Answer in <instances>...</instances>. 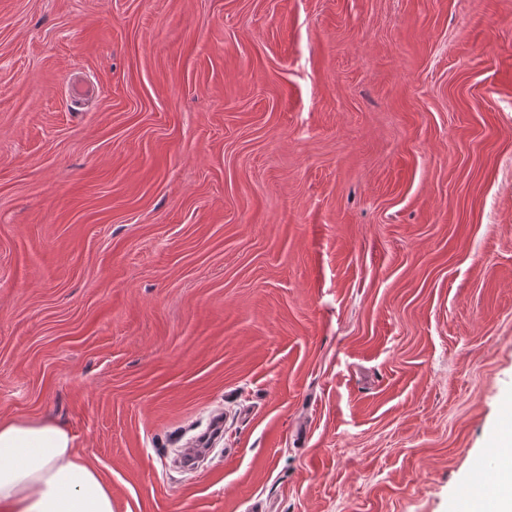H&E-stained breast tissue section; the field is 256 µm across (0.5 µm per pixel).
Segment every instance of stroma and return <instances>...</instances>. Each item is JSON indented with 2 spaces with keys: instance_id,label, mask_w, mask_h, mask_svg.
Here are the masks:
<instances>
[{
  "instance_id": "obj_1",
  "label": "stroma",
  "mask_w": 512,
  "mask_h": 512,
  "mask_svg": "<svg viewBox=\"0 0 512 512\" xmlns=\"http://www.w3.org/2000/svg\"><path fill=\"white\" fill-rule=\"evenodd\" d=\"M511 408L512 0H0V421L115 512H460Z\"/></svg>"
}]
</instances>
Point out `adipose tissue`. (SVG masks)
Segmentation results:
<instances>
[{"mask_svg": "<svg viewBox=\"0 0 512 512\" xmlns=\"http://www.w3.org/2000/svg\"><path fill=\"white\" fill-rule=\"evenodd\" d=\"M0 512H114L112 491L62 425L0 422Z\"/></svg>", "mask_w": 512, "mask_h": 512, "instance_id": "obj_1", "label": "adipose tissue"}]
</instances>
